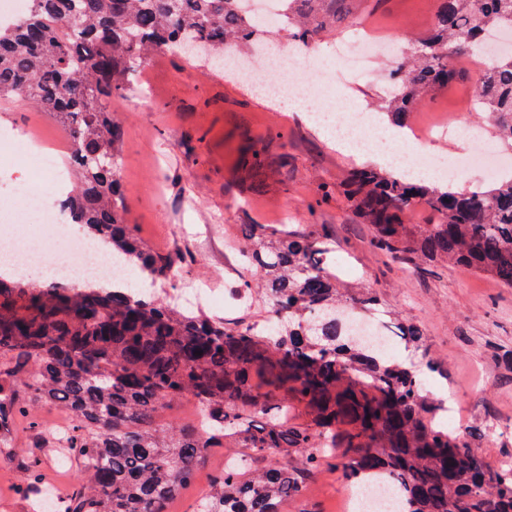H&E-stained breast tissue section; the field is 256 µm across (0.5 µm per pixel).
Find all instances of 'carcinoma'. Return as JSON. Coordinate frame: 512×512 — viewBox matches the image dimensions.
Wrapping results in <instances>:
<instances>
[{
  "label": "carcinoma",
  "instance_id": "carcinoma-1",
  "mask_svg": "<svg viewBox=\"0 0 512 512\" xmlns=\"http://www.w3.org/2000/svg\"><path fill=\"white\" fill-rule=\"evenodd\" d=\"M288 38L315 46L370 0H285ZM239 0H27L14 27L0 26V99H21L54 116L74 152L78 184L66 205L86 237L149 283L145 287L39 288L0 275V430L22 420L39 448L76 454L91 484L62 512H166L191 483L207 449H238L203 498L202 512H282L342 439L348 481L386 482L399 512H512V464L490 467L463 432L437 422L440 406L420 375L354 337L344 308L380 310L373 293L342 294L325 265L324 236L286 224H252L238 262L262 280L243 279L269 308L264 324L230 326L150 291L193 260L178 248L150 252L129 223L117 175L123 133L112 100L130 92L141 64L161 48L200 45L216 61L239 57L268 29L239 12ZM512 26V0H437L431 28L394 73L383 113L407 124L417 105L456 83V55L484 58L471 97L512 143V55L477 49L486 29ZM240 167L263 181L273 162L265 145L244 144ZM343 196L373 228L371 245L408 262H448L512 287V177L478 190L414 183L366 165L323 182L309 213ZM416 206L432 224H409ZM389 335L424 347L421 329L395 316ZM260 384H252V376ZM197 399L206 430L159 428L165 402ZM293 401L312 425L280 420ZM62 404L73 417L63 434L41 426L36 404ZM301 452L296 461L252 467L257 457Z\"/></svg>",
  "mask_w": 512,
  "mask_h": 512
}]
</instances>
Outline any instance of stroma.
<instances>
[{"label":"stroma","instance_id":"obj_1","mask_svg":"<svg viewBox=\"0 0 512 512\" xmlns=\"http://www.w3.org/2000/svg\"><path fill=\"white\" fill-rule=\"evenodd\" d=\"M434 0H383L361 17L343 22L349 35L370 30L407 42L429 27ZM463 79L412 113L410 124L424 130L432 116L469 113L483 135L494 130L475 111L470 85L476 68L457 62ZM112 111L124 131L122 165L130 220L141 240L165 254L187 245L192 264L173 279L176 291L210 286L217 301L208 315L228 322L264 320L260 306L245 307L229 294L240 280L230 262V246L244 236L245 224L315 227L334 242L333 270L345 282L375 292L385 308L416 324L440 370L428 374L430 389L456 412V426L477 430V443L493 466L512 461V288L493 276L433 262L409 266L374 250L372 229L359 223L343 198L325 206L326 221L312 225L308 206L320 182L343 179L360 166L358 156L325 138L307 117H285L256 94L249 80L211 75L201 61L159 51L147 59L134 91L114 99ZM34 128L68 160L71 142L52 117L21 100H0V131L19 134ZM265 141L272 156L287 155L263 190L251 191L237 179L243 138ZM33 433L16 423L0 447V512H40L47 496L69 495L87 475L70 457L50 449L33 451ZM210 449L194 480L167 512H197L201 498L230 456ZM341 457L327 459L301 498L283 512H345L354 493ZM38 483L28 488L30 471Z\"/></svg>","mask_w":512,"mask_h":512}]
</instances>
